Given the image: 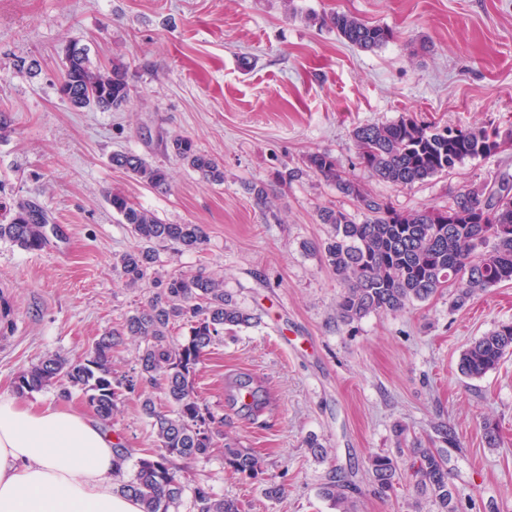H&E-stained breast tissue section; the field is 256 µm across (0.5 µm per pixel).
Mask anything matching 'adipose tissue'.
I'll return each instance as SVG.
<instances>
[{
  "label": "adipose tissue",
  "mask_w": 512,
  "mask_h": 512,
  "mask_svg": "<svg viewBox=\"0 0 512 512\" xmlns=\"http://www.w3.org/2000/svg\"><path fill=\"white\" fill-rule=\"evenodd\" d=\"M115 443L78 409L0 395V512H141L117 490Z\"/></svg>",
  "instance_id": "adipose-tissue-1"
}]
</instances>
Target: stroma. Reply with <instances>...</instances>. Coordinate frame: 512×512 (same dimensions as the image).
I'll list each match as a JSON object with an SVG mask.
<instances>
[{"label": "stroma", "mask_w": 512, "mask_h": 512, "mask_svg": "<svg viewBox=\"0 0 512 512\" xmlns=\"http://www.w3.org/2000/svg\"><path fill=\"white\" fill-rule=\"evenodd\" d=\"M293 12H286V5ZM351 12L393 29L373 51L344 43L312 15ZM102 66L123 63L129 103L101 112L73 107L59 91L71 44ZM37 61L38 71L22 69ZM0 217L37 198L58 227L39 251L0 240V296L13 327L0 333V395L43 355L85 357L97 336L120 328L149 296L126 286L115 257L136 247L106 194L119 191L169 224L203 225L200 252L158 245L165 269L223 277L259 321L225 334L190 381L219 417L216 442L238 440L263 460L261 479L224 466L222 450L181 461L187 487L202 484L241 512H331L318 495L329 475L356 484L358 512H415L414 495H374L370 455L395 446L393 426L431 433L450 421L461 443L450 467L458 512H512V354L479 380L458 370L472 341L512 321V283L463 308L442 292L396 314L350 324L336 314L340 284L313 246L329 228L320 208L335 188L307 174L287 185L273 173L327 151L396 207L448 206L462 188L512 176V151L466 160L409 190L368 180L352 132L402 115L438 126H512V0H0ZM191 137L224 164L216 185L177 160L168 145ZM130 151L166 166L160 193L116 169ZM270 183L275 207L257 206L250 183ZM250 375L272 409L257 420L224 400V383ZM500 447H487L485 421ZM126 447H157L137 396L112 421ZM317 436V460L305 446ZM284 489L279 501L265 483Z\"/></svg>", "instance_id": "obj_1"}]
</instances>
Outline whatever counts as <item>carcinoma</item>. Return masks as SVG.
Instances as JSON below:
<instances>
[{"label": "carcinoma", "instance_id": "obj_1", "mask_svg": "<svg viewBox=\"0 0 512 512\" xmlns=\"http://www.w3.org/2000/svg\"><path fill=\"white\" fill-rule=\"evenodd\" d=\"M344 42L361 50L380 48L394 38L392 29L370 24L350 12H336L318 19ZM100 90L95 108L117 111L130 101L127 72L93 63L82 50L74 51L62 68L61 93L72 106ZM501 137L485 127H431L408 116L389 123H371L353 130V148L368 177L399 189H410L433 177L446 175L467 159L495 155ZM170 147L175 157L210 183H224V166L199 151L187 136H176ZM112 166L125 171L152 189L165 191L169 174L145 157L119 151ZM305 166L314 176L335 187L352 202L355 211L341 206L324 207L319 222L330 227L321 244L325 264L336 275L341 291L336 312L344 323L370 313H395L414 302H425L443 288H451L452 304L464 307L472 297L502 283L512 282V179L459 191L446 208L435 206L402 210L385 197L374 195L350 177L339 160L328 152L306 156ZM256 203L270 206L269 184L248 185ZM112 211L129 226L141 246L121 254L114 264L131 286L153 276L155 291L147 303L128 316L121 328L100 336L91 355L69 361L46 354L18 373L14 391L20 396L58 386L60 396L82 394L92 417L112 422L123 396L134 394L141 410L152 420L160 443L156 451L133 455L118 444L117 469L133 463L130 478L118 487L135 498L141 512H178L187 485L179 459L206 457L217 447L212 425L221 422L195 395L189 378L224 331L258 322L224 290L223 282L203 270L159 273L155 245L170 243L179 251H200L206 233L200 224H166L120 192H111ZM50 217L35 198L18 200L9 209V220L0 223V240L26 251H40L49 242ZM188 327L187 338H171L175 324ZM124 336L138 341V372L112 377V348ZM512 353V322L502 323L474 340L459 358V369L468 379L483 378ZM231 385L251 391L253 403L244 416L255 419L268 406L266 391L248 375H238ZM428 443L408 439L407 428L395 426V452L376 453L368 459L366 474L380 497L397 493L402 483L413 487L416 505L427 512H457L458 491L450 481L448 449L460 447L453 427L444 422L434 428ZM411 459L409 473L401 471L398 458ZM224 464L233 471L256 478L262 471L259 457L234 440L224 438ZM318 495L334 512H357L345 485L331 478ZM193 512H241L232 499L218 498L198 484L192 489Z\"/></svg>", "mask_w": 512, "mask_h": 512}]
</instances>
